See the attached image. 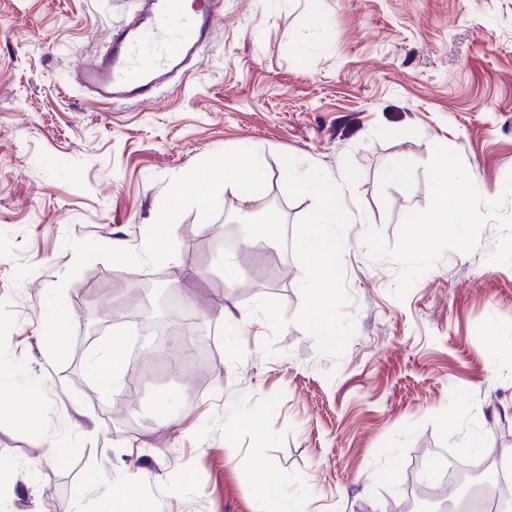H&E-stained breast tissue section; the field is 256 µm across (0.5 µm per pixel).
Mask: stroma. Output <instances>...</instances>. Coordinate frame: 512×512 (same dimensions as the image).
<instances>
[{
	"label": "stroma",
	"mask_w": 512,
	"mask_h": 512,
	"mask_svg": "<svg viewBox=\"0 0 512 512\" xmlns=\"http://www.w3.org/2000/svg\"><path fill=\"white\" fill-rule=\"evenodd\" d=\"M138 0H0V474L12 512H90L127 487L160 512H257L265 471L313 512H405L408 476L512 458V0H224L201 66L152 102L73 81ZM243 146L282 236L228 249L245 207L226 190L199 223L185 184L172 259L127 266L168 191ZM447 157L471 221L431 229ZM407 185L385 180L394 165ZM346 188L328 264L300 254L317 199ZM335 282V341L305 281ZM173 285L167 318L202 317L206 356L134 370L130 289ZM63 310L49 350L41 326ZM120 343L123 384L86 368ZM165 406H158L159 396ZM482 446L470 452L472 436ZM71 450L67 464L56 448ZM298 186L311 193L321 202L318 214L311 224H351L352 214L346 209L345 196L342 188L322 177L300 176Z\"/></svg>",
	"instance_id": "stroma-1"
}]
</instances>
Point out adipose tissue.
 Here are the masks:
<instances>
[{
  "label": "adipose tissue",
  "mask_w": 512,
  "mask_h": 512,
  "mask_svg": "<svg viewBox=\"0 0 512 512\" xmlns=\"http://www.w3.org/2000/svg\"><path fill=\"white\" fill-rule=\"evenodd\" d=\"M438 186L437 203L433 211L424 216L427 224H460L464 214L458 203L466 187L451 172L447 157H439L433 165ZM265 178V167L258 149L247 147L237 152L233 162H217L209 177L200 180L198 195V219L208 222L212 206L219 202L226 189H233L242 203L257 202V188ZM298 186L317 197L321 207L314 218L315 223L348 224L353 220L346 208L342 188L322 177L300 176ZM257 496L270 507V512H310V499L305 493H284L276 473H266L256 489Z\"/></svg>",
  "instance_id": "obj_1"
}]
</instances>
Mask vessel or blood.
Segmentation results:
<instances>
[{"mask_svg": "<svg viewBox=\"0 0 512 512\" xmlns=\"http://www.w3.org/2000/svg\"><path fill=\"white\" fill-rule=\"evenodd\" d=\"M223 0H200L195 12L173 20L174 0H142L134 20L105 36V54L78 66L88 93L114 102H150L175 78L200 64L223 12Z\"/></svg>", "mask_w": 512, "mask_h": 512, "instance_id": "1", "label": "vessel or blood"}]
</instances>
